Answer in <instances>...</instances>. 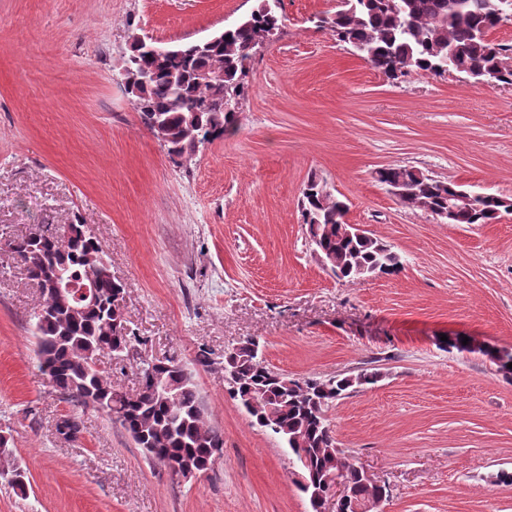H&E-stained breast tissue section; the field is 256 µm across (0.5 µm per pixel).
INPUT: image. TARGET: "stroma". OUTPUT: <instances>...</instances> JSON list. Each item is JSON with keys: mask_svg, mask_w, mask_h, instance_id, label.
<instances>
[{"mask_svg": "<svg viewBox=\"0 0 512 512\" xmlns=\"http://www.w3.org/2000/svg\"><path fill=\"white\" fill-rule=\"evenodd\" d=\"M255 0H0V432L28 470L0 480V512H310L279 438L224 384V354L259 341L292 378L360 372L375 384L327 412L337 446L389 487L378 512H512V214L443 224L379 183L413 166L512 197V86L458 75L388 79L317 29L336 0H281L236 130L168 155L117 78L134 37L204 39ZM346 220L389 244L400 271L346 282L317 260L297 200L309 177ZM81 222L125 288L132 353L103 357L135 389L142 361L195 374L221 458L181 481L120 424L63 399L35 356L40 289L9 250L31 225ZM467 337L472 352L448 346ZM78 417L77 440L58 423Z\"/></svg>", "mask_w": 512, "mask_h": 512, "instance_id": "1", "label": "stroma"}]
</instances>
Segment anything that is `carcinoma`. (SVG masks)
<instances>
[{
	"label": "carcinoma",
	"instance_id": "1",
	"mask_svg": "<svg viewBox=\"0 0 512 512\" xmlns=\"http://www.w3.org/2000/svg\"><path fill=\"white\" fill-rule=\"evenodd\" d=\"M280 0H257V6L236 24L206 39L180 44L169 54L155 55L149 42L136 36L127 65L147 72L150 79L136 87L133 106L143 125L154 131L161 122L168 132L163 142L169 156L193 158L207 146L234 132L237 113L249 95V62L271 32L281 29ZM502 0H347L344 7L318 18L317 27L328 30L336 41L349 45L375 70L396 80L409 74L442 76L453 66L459 74L483 72L492 80L512 86V45L497 43L484 35L505 22ZM221 75L215 83H202L199 73ZM377 180L388 185L402 182L398 203L405 209L431 211L448 206L458 197L456 224H493L501 214L512 213V198L474 197L450 180H440L408 166H389L377 171ZM302 223L312 244L336 258L338 278L356 281L372 270L395 272L399 257L391 246L367 237H350L341 218L346 202L327 184L311 177L298 201ZM30 277L37 281L44 302L34 313L36 354L64 398L92 406L118 422L137 447L150 449L151 459L182 473L192 467L206 470L215 462L213 449L224 447V434L205 421L195 380L182 376V364L171 361L158 373L142 363L139 386L125 392L93 368L103 354L129 355L130 336L122 333L126 320L115 296L122 285L112 278L111 264L101 241L85 224H68L60 235L35 226L9 243ZM77 285L92 282L94 304L60 300L56 276ZM258 342L248 340L232 349L236 386L232 398L245 405L256 398L260 408L251 418L261 428L271 423L289 448L290 459H305L315 480L336 460L337 445L326 412L353 387L374 384L378 375L290 378L270 368L254 355ZM60 434L74 441L81 431L75 417L61 420ZM0 478L24 490L26 473L0 435ZM344 477L354 497L371 502L379 497L373 486L361 483L355 464L345 466Z\"/></svg>",
	"mask_w": 512,
	"mask_h": 512
}]
</instances>
